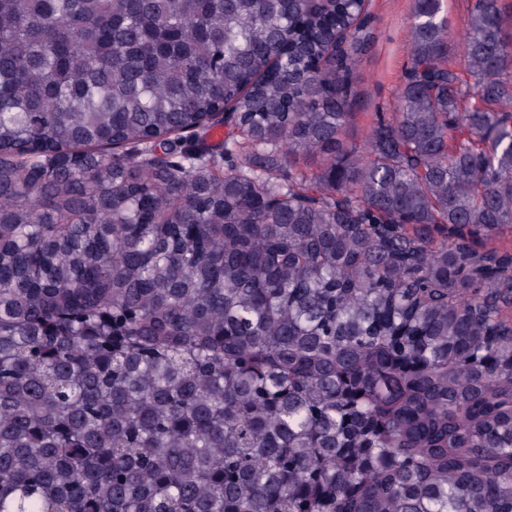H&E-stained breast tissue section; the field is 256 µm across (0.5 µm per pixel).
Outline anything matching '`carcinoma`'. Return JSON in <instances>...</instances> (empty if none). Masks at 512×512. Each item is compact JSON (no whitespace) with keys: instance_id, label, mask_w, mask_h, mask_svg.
<instances>
[{"instance_id":"carcinoma-1","label":"carcinoma","mask_w":512,"mask_h":512,"mask_svg":"<svg viewBox=\"0 0 512 512\" xmlns=\"http://www.w3.org/2000/svg\"><path fill=\"white\" fill-rule=\"evenodd\" d=\"M442 12L361 151L354 0H0V512H512V38ZM443 14L448 19V28L452 31L448 39V64L461 72L462 77L472 85L474 80L468 76L461 65L456 48V39L461 35L468 10L473 0H443ZM218 130V131H216ZM223 132V138L216 140L213 137V133L216 136H221ZM235 131L234 125L230 122L218 124L215 126L204 128L197 132L196 135L191 136L186 141V148L195 150H206L213 154L219 160L223 170L227 167L228 159L224 154V141L227 139L232 140V133Z\"/></svg>"}]
</instances>
